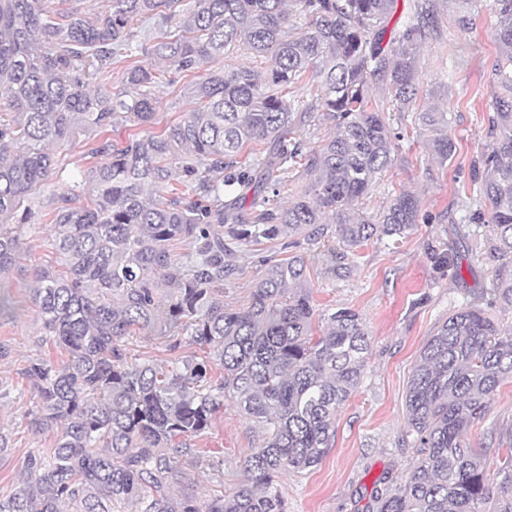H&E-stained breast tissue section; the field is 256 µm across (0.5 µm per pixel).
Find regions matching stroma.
I'll return each instance as SVG.
<instances>
[{
	"mask_svg": "<svg viewBox=\"0 0 512 512\" xmlns=\"http://www.w3.org/2000/svg\"><path fill=\"white\" fill-rule=\"evenodd\" d=\"M493 0H474L458 7L441 0L439 37L422 45L417 72V98L404 112H391L390 123L401 138L391 168L377 179L364 204L366 214L381 211L401 190L421 199L419 220L399 242L374 241L349 256L346 267L326 274L316 257L319 245H304L313 255L310 267L314 302L320 310L341 306L358 311L371 332V348L363 380L336 418V435L321 464L280 477L278 490L288 512H369L377 480H400L413 451L406 443L405 393L410 372L423 346L449 313L477 297L488 282L493 264L478 261L482 238L469 236L470 198L479 193L473 164L491 152L487 135L492 101V68L499 56L493 38ZM466 26H459V16ZM190 74L171 71L156 85L154 131L179 121L191 109L187 87ZM448 113L456 153L447 167L432 163L418 134L415 117L427 108ZM92 141L60 148L58 173L50 176L34 198L32 216L24 227L23 247L10 277L14 316L0 317V434L8 446L0 452V496L21 485L30 455L53 448L56 430L34 431L29 415L38 398L23 376L32 361L46 359L63 365L67 354L52 337L39 331L38 308L30 289L41 268H58L51 224L55 196L70 191L84 179L97 160ZM446 251L450 263L437 268L433 251ZM235 276L224 284L225 306L246 307L261 276L259 261L281 259L288 252L281 240L245 246ZM171 337L146 331L125 337L129 361L163 362L179 355L200 356L197 345L181 338L170 351ZM480 454L512 442V383L503 382L492 398L487 415L467 435ZM262 443L260 430L225 400L224 411L209 429L190 441L197 453L190 470V492L207 501L232 493L243 483L242 460Z\"/></svg>",
	"mask_w": 512,
	"mask_h": 512,
	"instance_id": "stroma-1",
	"label": "stroma"
}]
</instances>
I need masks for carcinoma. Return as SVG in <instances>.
<instances>
[{"instance_id": "carcinoma-1", "label": "carcinoma", "mask_w": 512, "mask_h": 512, "mask_svg": "<svg viewBox=\"0 0 512 512\" xmlns=\"http://www.w3.org/2000/svg\"><path fill=\"white\" fill-rule=\"evenodd\" d=\"M303 25L292 32L286 2ZM53 0H0V286L22 249L19 227L57 168L53 148L93 135L100 162L53 209L64 270L37 271L32 299L41 329L69 359L36 360L23 374L39 397L37 430L60 429L55 448L28 459L26 478L0 498V512H288L278 475L316 467L331 448L336 416L360 384L370 348L366 320L349 307L320 313L303 255L263 259L248 306L224 308V282L238 247L286 238L337 240L325 272L370 241L397 240L417 224L421 199L394 195L367 216L359 203L394 162L395 132L373 97L398 112L416 95L419 48L439 36V0H105L95 17ZM489 137L483 190L468 217L486 259L512 262V0H496ZM144 17L169 29L152 43ZM244 46L265 63L211 68ZM126 64L123 88L106 85ZM194 75L193 108L158 134L153 89L169 68ZM320 91L299 100L304 78ZM336 132L310 148L297 137L317 115ZM429 157L444 166L456 143L448 113L417 117ZM130 122L144 129L113 141ZM261 161L242 158L249 145ZM310 178L286 206L289 174ZM490 220L482 222L484 213ZM187 241L193 251L179 255ZM512 307V278L491 275L485 291L448 316L422 348L407 383V433L415 459L400 481L385 476L373 512H512V444L487 458L466 443L494 393L512 381V325L487 308ZM164 325L206 357L132 363L122 339ZM232 397L264 432L242 463L244 483L201 504L173 486L189 480L188 441L206 432Z\"/></svg>"}]
</instances>
